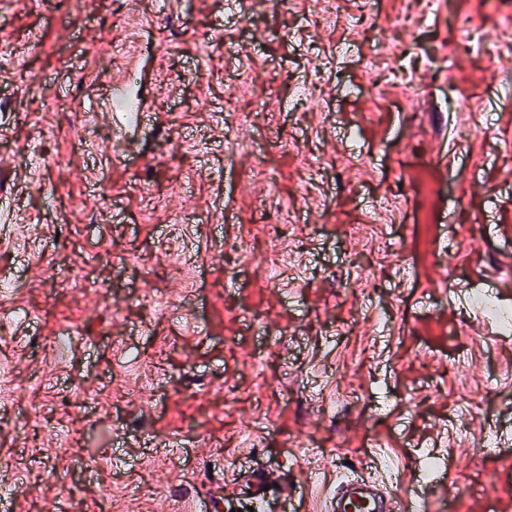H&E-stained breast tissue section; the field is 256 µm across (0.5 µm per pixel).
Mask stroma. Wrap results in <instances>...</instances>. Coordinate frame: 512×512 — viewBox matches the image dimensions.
Wrapping results in <instances>:
<instances>
[{"label": "stroma", "mask_w": 512, "mask_h": 512, "mask_svg": "<svg viewBox=\"0 0 512 512\" xmlns=\"http://www.w3.org/2000/svg\"><path fill=\"white\" fill-rule=\"evenodd\" d=\"M508 28L512 0H0V372L18 391L0 492L18 512L193 494L245 512L225 495L249 468L319 491L374 445L414 477L443 462L428 512H512V330L469 301L512 309ZM131 64L143 114L119 130ZM80 260L84 283L63 282Z\"/></svg>", "instance_id": "1"}]
</instances>
